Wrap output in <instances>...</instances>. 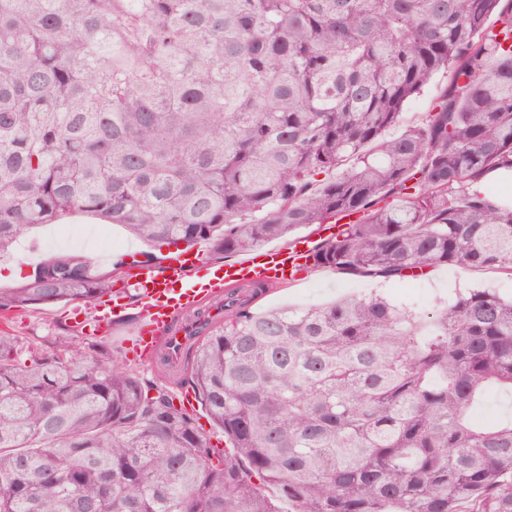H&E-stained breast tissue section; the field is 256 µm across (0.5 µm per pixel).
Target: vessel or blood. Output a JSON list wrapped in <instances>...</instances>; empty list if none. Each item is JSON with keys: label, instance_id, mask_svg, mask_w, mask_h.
I'll use <instances>...</instances> for the list:
<instances>
[{"label": "vessel or blood", "instance_id": "vessel-or-blood-1", "mask_svg": "<svg viewBox=\"0 0 512 512\" xmlns=\"http://www.w3.org/2000/svg\"><path fill=\"white\" fill-rule=\"evenodd\" d=\"M309 249L308 240L302 239L288 247L257 251L232 264H213L195 252L169 259L161 270L138 266L133 287L139 294L140 311L129 330V343L135 344L147 363L163 358L177 364L193 338L222 320L224 310L217 299L225 286L288 280ZM126 315L123 292L117 289L102 300L95 314L76 308L69 320L84 335L106 336L123 324Z\"/></svg>", "mask_w": 512, "mask_h": 512}]
</instances>
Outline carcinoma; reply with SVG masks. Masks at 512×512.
<instances>
[{"mask_svg":"<svg viewBox=\"0 0 512 512\" xmlns=\"http://www.w3.org/2000/svg\"><path fill=\"white\" fill-rule=\"evenodd\" d=\"M440 72L422 124L387 138ZM512 0H0V256L83 213L156 251L249 252L336 220L307 268L512 280ZM357 214L339 224L340 216ZM77 254L0 288V314L112 292ZM235 291L179 383L101 341L49 354L0 328V512H512V298L428 311L376 294L256 312ZM476 414L479 417L490 414L505 420L512 415V399L504 392H495L478 407Z\"/></svg>","mask_w":512,"mask_h":512,"instance_id":"obj_1","label":"carcinoma"}]
</instances>
